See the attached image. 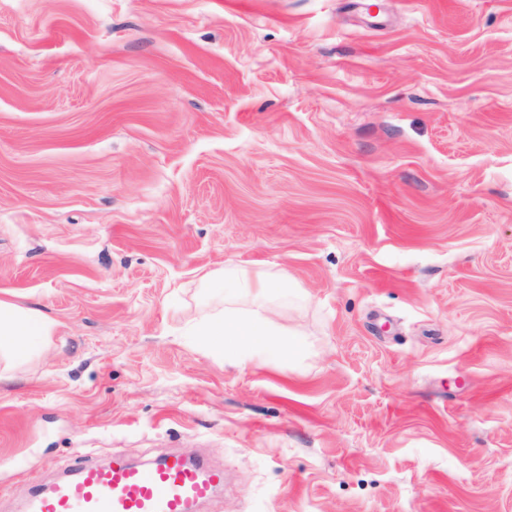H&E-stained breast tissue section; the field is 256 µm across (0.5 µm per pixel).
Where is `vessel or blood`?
<instances>
[{
    "instance_id": "b4317fda",
    "label": "vessel or blood",
    "mask_w": 512,
    "mask_h": 512,
    "mask_svg": "<svg viewBox=\"0 0 512 512\" xmlns=\"http://www.w3.org/2000/svg\"><path fill=\"white\" fill-rule=\"evenodd\" d=\"M224 485V471L201 458L168 454L135 464L79 461L49 485L34 486L27 512H192Z\"/></svg>"
}]
</instances>
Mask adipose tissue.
I'll use <instances>...</instances> for the list:
<instances>
[{"label": "adipose tissue", "instance_id": "adipose-tissue-1", "mask_svg": "<svg viewBox=\"0 0 512 512\" xmlns=\"http://www.w3.org/2000/svg\"><path fill=\"white\" fill-rule=\"evenodd\" d=\"M210 286L223 292L225 301L245 295L252 302L251 311L238 315L233 308L224 309L209 318L196 321L192 333L204 349L215 358H223L226 345L239 351L241 364L259 365L271 358H287L297 343L290 331L273 333L266 301L272 281L261 274L228 269L211 276ZM56 323L38 309L21 306L0 298V359L15 363L30 360L52 336Z\"/></svg>", "mask_w": 512, "mask_h": 512}]
</instances>
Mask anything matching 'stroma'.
Returning <instances> with one entry per match:
<instances>
[{
  "label": "stroma",
  "instance_id": "35a3bbf8",
  "mask_svg": "<svg viewBox=\"0 0 512 512\" xmlns=\"http://www.w3.org/2000/svg\"><path fill=\"white\" fill-rule=\"evenodd\" d=\"M271 276L289 359L187 326ZM0 512L77 460L200 512H512V0H0ZM55 321L38 309L0 298V360H30L53 335Z\"/></svg>",
  "mask_w": 512,
  "mask_h": 512
}]
</instances>
